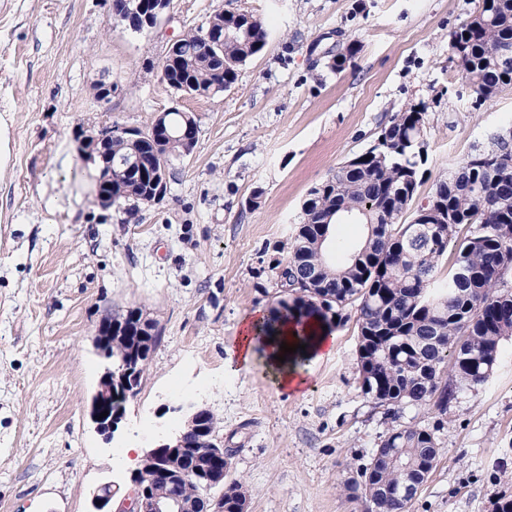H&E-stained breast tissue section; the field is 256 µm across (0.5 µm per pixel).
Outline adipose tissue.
I'll return each mask as SVG.
<instances>
[{"label": "adipose tissue", "mask_w": 512, "mask_h": 512, "mask_svg": "<svg viewBox=\"0 0 512 512\" xmlns=\"http://www.w3.org/2000/svg\"><path fill=\"white\" fill-rule=\"evenodd\" d=\"M263 312L256 311L242 320L234 354L228 360L230 371L237 372L250 367L256 347H263L267 358L273 359V368L277 374L278 384L301 390L306 385L305 375L295 368L279 362L281 345L295 346L305 344L307 351L322 353L333 351L336 345L335 332L323 329L317 320H309L304 325L285 324L273 341L262 344L257 339V327L263 322Z\"/></svg>", "instance_id": "ef3b65f1"}]
</instances>
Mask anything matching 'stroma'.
Returning <instances> with one entry per match:
<instances>
[{
    "label": "stroma",
    "mask_w": 512,
    "mask_h": 512,
    "mask_svg": "<svg viewBox=\"0 0 512 512\" xmlns=\"http://www.w3.org/2000/svg\"><path fill=\"white\" fill-rule=\"evenodd\" d=\"M477 5L172 0L136 33L114 23L110 0H0V118L12 148L0 174V512H94L106 484L121 499L134 468L126 449L175 429L184 402L215 415L248 512H364L344 484L391 421L357 388L354 323L337 329L330 354L307 355L299 392L278 386L263 354L238 373L226 361L241 320L280 295L268 262L291 243L311 186L376 144L394 112L426 106L421 201L512 126V85L476 103L448 60L450 32ZM221 8L263 18L265 48L231 89L179 101L198 142L175 161L163 201L132 216L99 209L79 132L150 127L176 102L154 65ZM354 41L352 66L321 65ZM98 84L109 101L95 97ZM131 308L160 341L107 437L90 417L110 365L94 337ZM401 421L440 425L443 446L409 512H491L495 495L512 496V336L488 382L458 392L447 415L409 408Z\"/></svg>",
    "instance_id": "stroma-1"
}]
</instances>
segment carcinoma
I'll use <instances>...</instances> for the list:
<instances>
[{
  "label": "carcinoma",
  "mask_w": 512,
  "mask_h": 512,
  "mask_svg": "<svg viewBox=\"0 0 512 512\" xmlns=\"http://www.w3.org/2000/svg\"><path fill=\"white\" fill-rule=\"evenodd\" d=\"M112 14L116 23L141 30L143 14L128 0H112ZM209 27L224 33V41L197 30L179 37L167 74L179 97L208 98L230 89L240 66L266 45L264 22L247 11L222 9ZM448 48L477 100L512 84V56L506 57L512 52V0H481L450 33ZM358 51L351 43L326 55L323 65L340 72ZM425 110L419 103L392 115L373 147L310 189L288 261L273 257L268 263L287 297L259 326L266 336L284 318L316 317L336 329L354 321L358 387L394 421L408 407L446 413L457 392L488 382L501 341L512 336V138L490 134L419 202L428 160ZM198 133L195 116L178 108L155 136L113 138L103 190L114 203H147L153 182L170 176L172 151L192 152ZM341 223L365 226L351 251L331 237L332 226ZM446 256L448 273L442 274ZM137 334L133 330L127 344L112 342V367L135 344L149 361L159 337L140 342ZM185 448L188 455L211 451L194 432L185 436ZM440 449L436 430L396 423L346 489L363 501L365 512H407ZM139 483L153 492L171 489L200 510L207 496L197 478L172 487L145 470ZM243 496L241 482H224V512H240Z\"/></svg>",
  "instance_id": "carcinoma-1"
}]
</instances>
